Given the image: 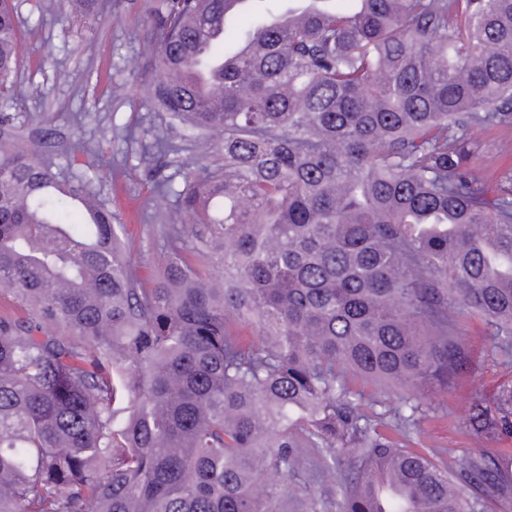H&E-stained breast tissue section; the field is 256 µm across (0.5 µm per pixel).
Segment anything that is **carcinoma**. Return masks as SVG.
Returning <instances> with one entry per match:
<instances>
[{"instance_id": "carcinoma-1", "label": "carcinoma", "mask_w": 512, "mask_h": 512, "mask_svg": "<svg viewBox=\"0 0 512 512\" xmlns=\"http://www.w3.org/2000/svg\"><path fill=\"white\" fill-rule=\"evenodd\" d=\"M239 2L162 0L145 44L146 153L183 180H153L177 223L149 225L152 280L91 181L57 182L45 134L0 145V512L512 506L511 453L406 445L474 367L460 317L512 366V192L473 168V131L512 123V0H273L247 26ZM19 41L0 0L5 135ZM464 423L511 439L512 377Z\"/></svg>"}]
</instances>
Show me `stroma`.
Returning <instances> with one entry per match:
<instances>
[{
  "label": "stroma",
  "instance_id": "1",
  "mask_svg": "<svg viewBox=\"0 0 512 512\" xmlns=\"http://www.w3.org/2000/svg\"><path fill=\"white\" fill-rule=\"evenodd\" d=\"M21 40L16 83L21 101L15 109L14 135L25 141L38 127L49 136L44 152L61 184L78 173L95 179L103 200L127 226L135 245L133 266L150 277L161 241L146 230L151 218L144 204L151 194L152 164L144 145L161 111L146 100L157 72L143 56V43L154 23L148 0H86L69 21L53 9H35L31 0H16ZM68 81L57 78L58 71ZM123 83L122 96L107 92L103 73ZM475 173L489 194L512 190V124L475 131ZM457 330L474 348L476 366L448 393L432 398L433 415L416 436L418 448L451 461L505 449L471 436L462 424L470 399L505 371L487 325L460 318Z\"/></svg>",
  "mask_w": 512,
  "mask_h": 512
}]
</instances>
